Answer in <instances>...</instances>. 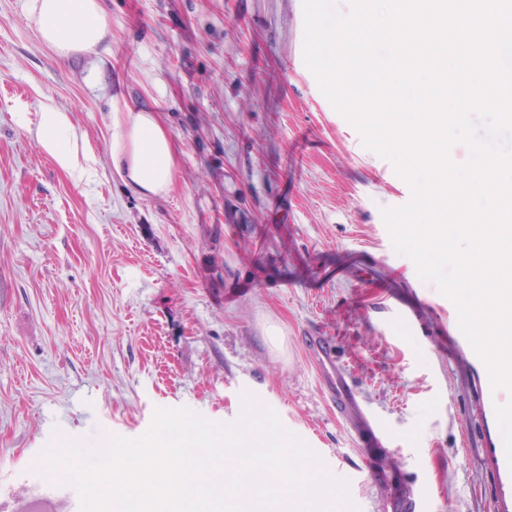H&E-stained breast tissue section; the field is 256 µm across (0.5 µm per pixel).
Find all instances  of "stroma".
<instances>
[{"instance_id":"obj_1","label":"stroma","mask_w":512,"mask_h":512,"mask_svg":"<svg viewBox=\"0 0 512 512\" xmlns=\"http://www.w3.org/2000/svg\"><path fill=\"white\" fill-rule=\"evenodd\" d=\"M26 0H0V512H80L30 471L54 430L142 436L155 408L230 422L257 394L383 512L350 419L302 344L336 340L392 440L379 463L421 512H512V481L457 312L393 247L411 197L319 89L302 0H102L105 48L56 59ZM149 103L175 148L145 197L112 166L114 104ZM68 113L92 159L61 170L32 132Z\"/></svg>"}]
</instances>
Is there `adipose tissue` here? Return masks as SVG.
<instances>
[{"label":"adipose tissue","mask_w":512,"mask_h":512,"mask_svg":"<svg viewBox=\"0 0 512 512\" xmlns=\"http://www.w3.org/2000/svg\"><path fill=\"white\" fill-rule=\"evenodd\" d=\"M26 11L37 40L62 60L95 51L108 37L101 0H26ZM113 126L112 164L123 183L146 197L168 193L173 148L152 109L128 104L116 108ZM35 137L62 170L85 173L87 156L67 113L45 109Z\"/></svg>","instance_id":"obj_1"}]
</instances>
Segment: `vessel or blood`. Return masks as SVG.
Here are the masks:
<instances>
[{
  "label": "vessel or blood",
  "instance_id": "obj_1",
  "mask_svg": "<svg viewBox=\"0 0 512 512\" xmlns=\"http://www.w3.org/2000/svg\"><path fill=\"white\" fill-rule=\"evenodd\" d=\"M303 343L316 360L323 385L335 403L337 412L358 407V394L347 372L339 364L333 338L317 332L304 336ZM354 430L357 435L366 439L371 447L387 448L391 445L375 419L368 414H361ZM386 508L388 512H420L421 502L416 497L412 484L405 482L387 502Z\"/></svg>",
  "mask_w": 512,
  "mask_h": 512
}]
</instances>
